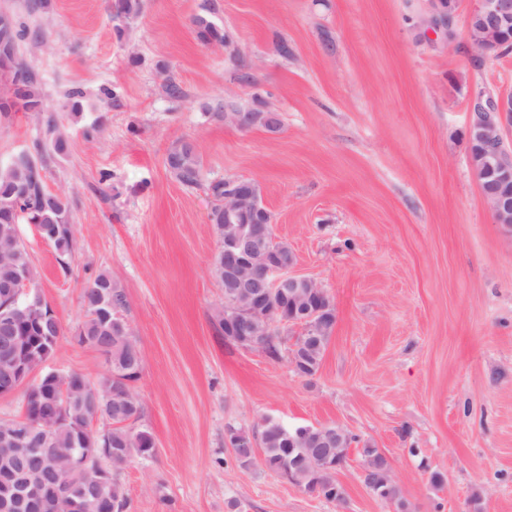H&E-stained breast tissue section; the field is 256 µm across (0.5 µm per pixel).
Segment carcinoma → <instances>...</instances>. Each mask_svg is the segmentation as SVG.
I'll return each mask as SVG.
<instances>
[{
	"label": "carcinoma",
	"mask_w": 512,
	"mask_h": 512,
	"mask_svg": "<svg viewBox=\"0 0 512 512\" xmlns=\"http://www.w3.org/2000/svg\"><path fill=\"white\" fill-rule=\"evenodd\" d=\"M142 0H112L114 18H130L140 13ZM197 38L204 44L214 41L227 42L224 29L205 17L193 19ZM0 78L5 82H18L22 103L11 107L0 103V115L8 117L15 112H26L32 107L44 110L41 115L42 137L37 141L36 150H47L61 155L67 148V140L61 134L55 113L47 111V105L39 88V80L32 63L20 52L0 56ZM166 167L171 176L186 188H194L201 182L202 161L197 145L191 141H181L173 145L166 157ZM229 180H212L207 190L215 204L210 220L220 247L217 248L209 267L210 275L219 283L224 278L219 271L224 267V194ZM11 212H20L25 218L37 224L42 236L55 250L60 261L72 257L75 250V225L71 222V211L66 196L50 191L45 183L44 166L30 152L16 154L9 163L0 165V295L7 288H40V278L29 260L25 248L13 239L11 224L3 217ZM87 317L81 324L88 346L98 343L111 346L112 377H103L98 384L79 388L85 375L71 371L63 378L76 386L71 409L79 417H92L95 403L104 399L122 380L127 378L126 369L136 360H143V353L133 334L118 338L127 325L123 311L127 306L124 289L112 281L106 273H99L91 279L82 291ZM293 325H285L282 330L272 329L263 340L262 349L269 355L278 357L284 344V336L292 332ZM27 337V360L33 365L46 363L54 354L62 325L52 313L49 303L34 309L25 319L14 321L8 310L0 307V337ZM294 353L305 359L307 365L320 369L324 353L310 349L305 335L294 337ZM139 413V403L135 395L128 399H112V428L104 434L99 447L109 446L114 451L122 448H140L142 453L151 454L155 448L152 434L147 430L135 431L128 423ZM317 427L305 435L292 440L288 433L280 430L275 422L265 423L259 430L248 434L232 428L228 432L230 441L249 443L258 440L263 451V462L272 471L291 477L295 484H316L321 495L328 500L342 502L345 490L336 480V472L348 457L349 446L357 442V437L347 436V447L340 449L324 462L313 460L315 449L309 443L315 439ZM363 475L365 482L374 486V496L381 501L394 504L398 512H411L410 504L404 499L397 483H389L386 472L389 464L379 450L366 443L361 448ZM112 505L116 512H125L128 497L119 474L112 477Z\"/></svg>",
	"instance_id": "cac0c4a2"
}]
</instances>
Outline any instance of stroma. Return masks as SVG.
<instances>
[{
	"instance_id": "35a3bbf8",
	"label": "stroma",
	"mask_w": 512,
	"mask_h": 512,
	"mask_svg": "<svg viewBox=\"0 0 512 512\" xmlns=\"http://www.w3.org/2000/svg\"><path fill=\"white\" fill-rule=\"evenodd\" d=\"M29 2L0 9L40 33L21 53L70 143L45 182L71 202L76 248L65 270L33 226L21 225L22 243L63 327L51 368L98 382L102 356L73 339L81 292L105 271L126 293L143 352L130 426L156 442L121 472L130 512H229L232 501L240 512H390L354 448L336 474L339 504L302 493L262 452L241 467L228 429L267 417L337 423L371 442L413 512H512V239L469 151L472 97L512 94V52L478 62L465 31L422 35L424 0H218L226 45L196 37L208 0H143L126 22L110 0H50L45 12ZM241 71L252 82L234 81ZM170 76L181 101L166 95ZM107 88L121 107L104 104ZM223 98L263 104L279 129L208 119L205 105ZM40 136L37 113L0 118V164ZM183 140L202 159L193 189L165 165ZM220 178L259 185L296 272L332 296L336 325L313 378L287 353L226 340L215 319L224 289L209 273L206 185Z\"/></svg>"
}]
</instances>
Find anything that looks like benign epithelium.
Listing matches in <instances>:
<instances>
[{"label": "benign epithelium", "instance_id": "1", "mask_svg": "<svg viewBox=\"0 0 512 512\" xmlns=\"http://www.w3.org/2000/svg\"><path fill=\"white\" fill-rule=\"evenodd\" d=\"M461 0H429L424 23L426 30L442 33L447 40L456 36V19ZM467 42L477 58H488L502 53L512 42V0H471L466 13ZM469 132L485 146L503 142V129L512 125V95H493L479 92L471 101ZM224 120L242 130L254 127L251 113L240 111L224 102ZM473 170L489 179L482 196L495 223L512 236V161L506 162L494 154L470 156ZM255 197L248 191L234 190L224 195V283L236 289L231 307L232 314L224 315L230 330L240 336L238 346L244 349L261 347L263 332L249 323L252 314L263 311L270 325L296 322L305 327L314 341L325 335V311L334 308L329 291L312 278L293 273L295 254L287 256L277 252L269 225L257 215ZM8 305L20 302L26 308L17 311L24 316L40 305L38 295L30 288H15L7 296ZM26 338L7 336L4 340V358L8 368L0 371V395L6 396L17 389L41 381L35 374L43 366L31 365L23 351ZM71 390L67 384L57 387L58 405L54 406L55 424L69 422L67 413ZM42 444L50 443V428L36 430L24 418L0 420V451L16 459L33 455V438ZM111 454L88 452L82 456L69 453V462L59 456H41L42 464L57 470L65 467V484L71 490L61 494L53 477L45 475L40 482L31 479L28 472L6 471L0 475V512H40L43 501L55 497L63 512H84V490L91 485L98 497H103L112 474Z\"/></svg>", "mask_w": 512, "mask_h": 512}]
</instances>
